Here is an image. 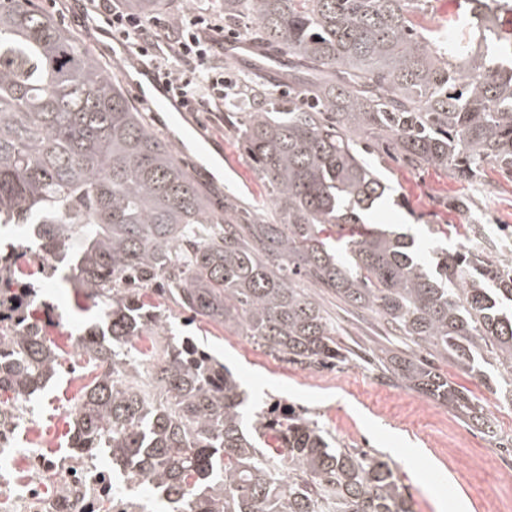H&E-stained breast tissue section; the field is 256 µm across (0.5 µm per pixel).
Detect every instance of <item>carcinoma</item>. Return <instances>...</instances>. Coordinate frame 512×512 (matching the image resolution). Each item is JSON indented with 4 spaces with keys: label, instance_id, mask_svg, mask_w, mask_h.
<instances>
[{
    "label": "carcinoma",
    "instance_id": "cac0c4a2",
    "mask_svg": "<svg viewBox=\"0 0 512 512\" xmlns=\"http://www.w3.org/2000/svg\"><path fill=\"white\" fill-rule=\"evenodd\" d=\"M178 0H125L143 16ZM429 0H209L246 37L239 134L268 188L272 224L210 211L190 173L133 107L112 72L33 0H0V224L36 226L68 281L99 307L85 337L97 373L69 413L72 447L105 449L112 467L171 512H412L388 460L330 442L314 422L263 415L247 430L240 383L190 338L160 356L135 338L167 332L161 292L186 311L242 328L269 353L309 368L342 358L305 275L373 312L394 336L483 375L512 401V259L426 255L407 234L364 227L389 190L368 160L392 147L463 181L492 163L512 177V42L499 27L512 0H466L444 40L413 16ZM336 235H324L326 226ZM0 259V402L30 395L61 367L47 336L7 325L38 312ZM151 367L142 381L141 367ZM404 386L476 418L464 391L419 360Z\"/></svg>",
    "mask_w": 512,
    "mask_h": 512
}]
</instances>
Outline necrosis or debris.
<instances>
[{
  "instance_id": "4bbe7bcc",
  "label": "necrosis or debris",
  "mask_w": 512,
  "mask_h": 512,
  "mask_svg": "<svg viewBox=\"0 0 512 512\" xmlns=\"http://www.w3.org/2000/svg\"><path fill=\"white\" fill-rule=\"evenodd\" d=\"M25 397L0 404V512H145L98 454L15 447Z\"/></svg>"
}]
</instances>
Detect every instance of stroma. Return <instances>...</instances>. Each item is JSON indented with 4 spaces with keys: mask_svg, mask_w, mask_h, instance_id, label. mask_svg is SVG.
<instances>
[{
    "mask_svg": "<svg viewBox=\"0 0 512 512\" xmlns=\"http://www.w3.org/2000/svg\"><path fill=\"white\" fill-rule=\"evenodd\" d=\"M36 4L93 48L130 92L133 106L143 110L151 129L172 147L212 210L223 211L224 197L231 193L243 215L274 217L266 204L267 187L240 146L239 115L218 106L173 118L146 108L131 93L133 81L140 78L135 59L101 32L100 19L83 13L79 0H68L62 8L50 0ZM370 160L393 194L368 214V223L414 236L426 248L434 244L431 228L445 225L453 251L467 238L466 217L449 205L460 198L484 213L483 226L496 243L486 260L512 255V180L497 168L487 167L480 180L467 183L447 169L406 165L384 146L376 147ZM314 294L336 326L338 345L350 352L345 362L315 376L308 368L270 355L236 327L201 317L189 325L173 303L165 309L172 333L194 337L240 381L249 395L247 415L292 410L318 421L344 447L391 459L413 512H512V482L507 479L512 473V403L494 393L488 382L495 367L478 377L463 373L452 356L429 357L437 372L481 406L482 419H472L406 388L393 372L392 357H427L425 350L387 334L371 312L348 307L331 290L318 288ZM40 296L52 305L54 318L77 329L98 319L90 300L56 278L43 279ZM81 366V361L65 357L58 376L32 398V422L18 431L17 447L31 441L46 448L67 447L68 409L89 381ZM449 437L464 443L453 457L440 446Z\"/></svg>",
    "mask_w": 512,
    "mask_h": 512,
    "instance_id": "35a3bbf8",
    "label": "stroma"
}]
</instances>
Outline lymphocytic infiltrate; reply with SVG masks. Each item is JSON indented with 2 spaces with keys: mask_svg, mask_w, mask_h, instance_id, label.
<instances>
[{
  "mask_svg": "<svg viewBox=\"0 0 512 512\" xmlns=\"http://www.w3.org/2000/svg\"><path fill=\"white\" fill-rule=\"evenodd\" d=\"M86 3L91 12L106 21L112 34L170 80L183 105L207 111L223 101L224 71L209 66L208 60L224 43V27L209 14L190 11L179 18L169 56L163 59L158 55L156 21L117 9L112 0Z\"/></svg>",
  "mask_w": 512,
  "mask_h": 512,
  "instance_id": "lymphocytic-infiltrate-1",
  "label": "lymphocytic infiltrate"
}]
</instances>
